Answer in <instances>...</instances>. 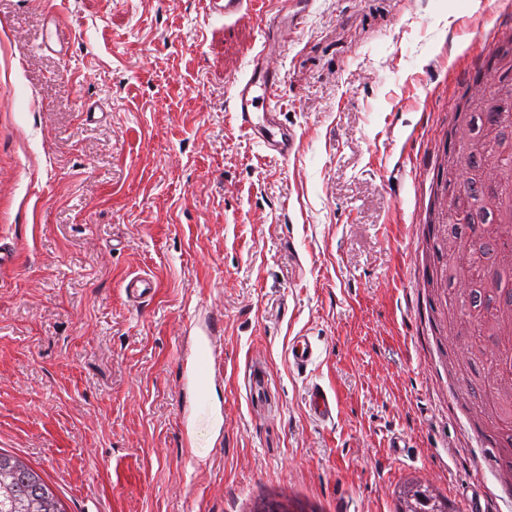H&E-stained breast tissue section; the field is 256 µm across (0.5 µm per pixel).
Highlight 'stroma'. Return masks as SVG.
Masks as SVG:
<instances>
[{
	"instance_id": "stroma-1",
	"label": "stroma",
	"mask_w": 512,
	"mask_h": 512,
	"mask_svg": "<svg viewBox=\"0 0 512 512\" xmlns=\"http://www.w3.org/2000/svg\"><path fill=\"white\" fill-rule=\"evenodd\" d=\"M51 17L66 54L42 47ZM510 30L512 0H313L273 60L283 159L233 118L255 15L0 0V450L66 512H241L278 485L393 512L410 471L455 512L476 487L512 512L448 388L422 261L455 104ZM136 274L147 302L122 287ZM201 314L222 328L220 436L181 383ZM300 334L320 352L304 369ZM316 384L333 421L308 413ZM123 288L133 299H141L155 293L157 285L149 277L136 275L124 281ZM318 356V347L310 339L301 334L294 336L289 349L288 357L295 368H307Z\"/></svg>"
}]
</instances>
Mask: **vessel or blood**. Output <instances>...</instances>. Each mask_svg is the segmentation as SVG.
I'll return each instance as SVG.
<instances>
[{
    "label": "vessel or blood",
    "mask_w": 512,
    "mask_h": 512,
    "mask_svg": "<svg viewBox=\"0 0 512 512\" xmlns=\"http://www.w3.org/2000/svg\"><path fill=\"white\" fill-rule=\"evenodd\" d=\"M295 0H203L207 17H228L244 10L255 12L262 28L267 32L281 29ZM280 74L273 59L266 51H259L248 63L244 74L234 84V104L239 129L267 150L289 157L295 147V135L283 126L274 104L275 89ZM123 287L133 299H141L155 293L157 285L149 277L136 275L125 280ZM220 333L217 322L202 327L195 338V346L184 381L193 397V410L211 419H218L210 385L222 370L216 360V344ZM318 356L317 346L305 335L295 336L288 349V357L295 368L303 369ZM308 410L318 421L332 419L336 400L322 386H314L308 398Z\"/></svg>",
    "instance_id": "vessel-or-blood-1"
}]
</instances>
